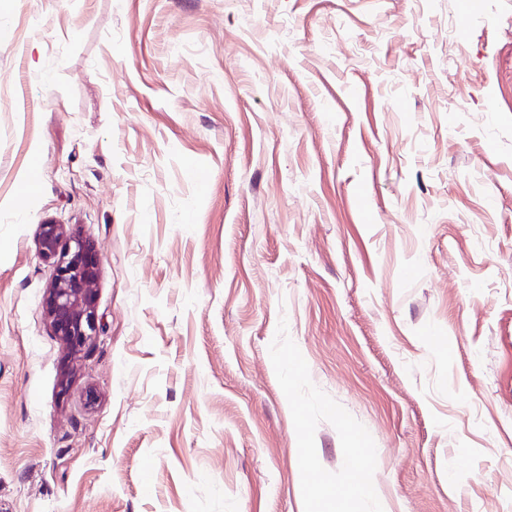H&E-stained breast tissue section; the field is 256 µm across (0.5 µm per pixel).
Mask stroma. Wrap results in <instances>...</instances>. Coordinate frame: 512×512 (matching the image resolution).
Returning a JSON list of instances; mask_svg holds the SVG:
<instances>
[{
    "mask_svg": "<svg viewBox=\"0 0 512 512\" xmlns=\"http://www.w3.org/2000/svg\"><path fill=\"white\" fill-rule=\"evenodd\" d=\"M48 221L99 256L73 355ZM325 487L512 512V0H0V512ZM348 440L352 446V451L356 459L357 468L360 472L361 478L358 480L355 476H350L346 488L349 495L357 498H365L371 496L370 490L372 484L368 478L367 472L362 464L363 459L367 454V445L364 439L359 436H349Z\"/></svg>",
    "mask_w": 512,
    "mask_h": 512,
    "instance_id": "obj_1",
    "label": "stroma"
}]
</instances>
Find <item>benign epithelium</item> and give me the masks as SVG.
<instances>
[{"label": "benign epithelium", "instance_id": "obj_1", "mask_svg": "<svg viewBox=\"0 0 512 512\" xmlns=\"http://www.w3.org/2000/svg\"><path fill=\"white\" fill-rule=\"evenodd\" d=\"M39 255L55 266L45 309L54 334L75 354L96 335L98 318L92 288L98 271L94 247L80 236H67L60 224L38 226Z\"/></svg>", "mask_w": 512, "mask_h": 512}]
</instances>
